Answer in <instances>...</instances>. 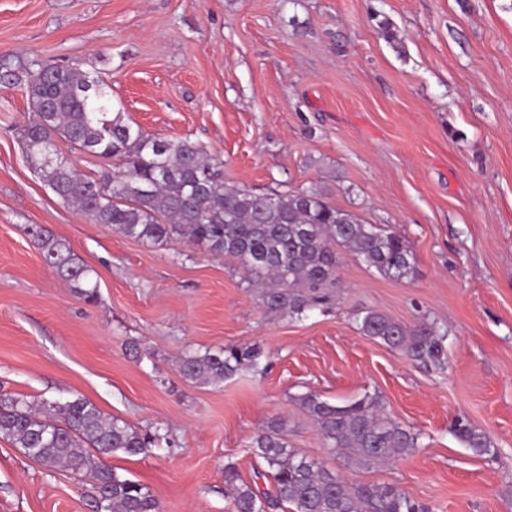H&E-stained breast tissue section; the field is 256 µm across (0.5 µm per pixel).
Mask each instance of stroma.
I'll list each match as a JSON object with an SVG mask.
<instances>
[{"instance_id": "stroma-1", "label": "stroma", "mask_w": 512, "mask_h": 512, "mask_svg": "<svg viewBox=\"0 0 512 512\" xmlns=\"http://www.w3.org/2000/svg\"><path fill=\"white\" fill-rule=\"evenodd\" d=\"M98 71L145 133L194 141L225 185L326 187L409 242L414 279L343 255L336 299L267 314L241 269L182 239L151 244L64 204L27 163L24 86L0 82V391L80 395L168 445L105 462L163 512H228L224 467L267 492L252 440L272 419L291 448L351 483L393 484L429 512H512V0H0V61ZM49 228L96 273L85 302L29 235ZM364 309L447 331L445 367L362 335ZM137 345L132 356L129 345ZM256 344L265 373L183 378L185 352ZM378 393L421 444L362 469L296 401ZM486 434L476 454L453 432ZM0 512H94L82 477L0 437Z\"/></svg>"}]
</instances>
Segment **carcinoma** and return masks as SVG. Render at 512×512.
I'll return each mask as SVG.
<instances>
[{
    "instance_id": "1",
    "label": "carcinoma",
    "mask_w": 512,
    "mask_h": 512,
    "mask_svg": "<svg viewBox=\"0 0 512 512\" xmlns=\"http://www.w3.org/2000/svg\"><path fill=\"white\" fill-rule=\"evenodd\" d=\"M25 81L33 118L21 130L27 161L64 202L96 224L138 240L160 243L174 236L234 259L250 287L260 289L271 315L302 320L331 304L343 249L395 280H410L415 257L409 243L384 224H370L340 209L318 188L256 193L227 188L219 163L187 138H161L133 127L114 109L100 75L74 67H47L31 60L5 65L0 81ZM71 149L105 158L118 166L99 178L81 174L58 141ZM46 264L73 284L88 303L98 299L92 269L70 247L33 227ZM365 336L400 350L424 365L444 367L445 334L422 318L399 324L376 310L357 314ZM263 349L232 344L186 352L177 367L189 380L220 388L242 368L261 371ZM316 421L329 450L362 468L392 462L419 447L421 434L394 420L376 394L333 404L312 392L297 397ZM284 424L270 421L252 442L255 455L274 480V494L256 491L233 466L224 467L231 512H267L284 504L293 512H428L393 484H352L321 463L288 447ZM458 437L477 454L490 452L487 436L465 424ZM0 436L32 460L83 475L101 512H162L143 484L105 465L101 456H137L168 443L157 428L141 433L106 418L90 401H29L0 392Z\"/></svg>"
}]
</instances>
